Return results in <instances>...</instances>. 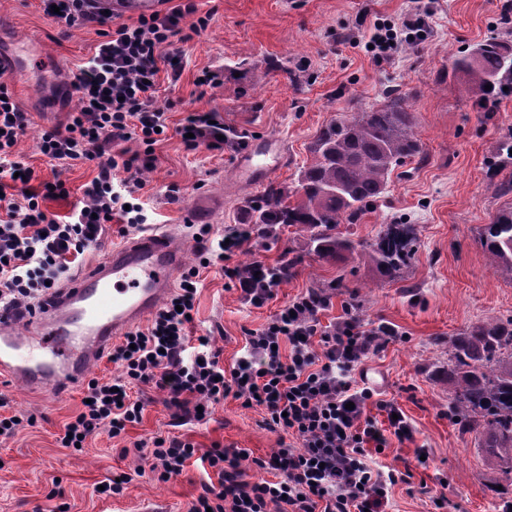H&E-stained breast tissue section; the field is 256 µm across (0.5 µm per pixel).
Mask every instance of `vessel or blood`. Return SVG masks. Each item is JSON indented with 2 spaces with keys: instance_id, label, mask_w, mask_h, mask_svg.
Instances as JSON below:
<instances>
[{
  "instance_id": "1",
  "label": "vessel or blood",
  "mask_w": 512,
  "mask_h": 512,
  "mask_svg": "<svg viewBox=\"0 0 512 512\" xmlns=\"http://www.w3.org/2000/svg\"><path fill=\"white\" fill-rule=\"evenodd\" d=\"M183 263L171 233L152 226L33 313L0 309V377L33 390L79 386L112 343L171 295Z\"/></svg>"
}]
</instances>
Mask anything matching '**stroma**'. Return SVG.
<instances>
[{"label": "stroma", "instance_id": "1", "mask_svg": "<svg viewBox=\"0 0 512 512\" xmlns=\"http://www.w3.org/2000/svg\"><path fill=\"white\" fill-rule=\"evenodd\" d=\"M207 27L178 43L182 70L176 84L161 81L157 105L169 130L155 146V167L140 192L150 221L169 225L184 245L185 264H197L192 225L208 224L214 235L236 224L254 223L248 204L275 186L295 191L309 146L332 121L383 103L399 93L414 118L422 152L390 175L386 192L354 224L341 225L357 250L336 262L309 253L307 234L278 226L276 235L246 245L232 264L253 259L273 264L282 253L296 257L293 274L262 308L242 303L219 268L202 273L192 335L211 337L220 363L231 366L242 353L246 330L263 325L281 305L309 288L331 285L338 316L342 302L367 327H394L398 337L368 359L369 381L394 399L413 428L412 440H391L382 456L413 462L428 449L427 467L415 466L411 484L393 490L390 512H435L420 484L448 481V512H496L493 490L505 473L484 465L473 434L456 421L443 368L448 339L491 318L512 317V276L490 265L480 242L483 225L512 208V194L498 191L512 178L501 155L512 139V93L476 96L467 77L454 71L455 58L491 37L512 43V8L506 0H197ZM420 13L430 31L389 59L364 49L375 23H400ZM101 37L94 27H67L44 14L38 0H0V55L12 66L0 74L32 122L14 151L40 180L64 182L68 197L45 200L50 214H69L96 174L90 161L61 163L37 148L44 130L67 124L76 105L65 88L94 52ZM217 86H198L202 72ZM216 111L245 141L277 139L284 162L260 185L239 176L234 150L188 149L176 129L187 112ZM389 224L414 225L417 249L394 278L381 276L362 258ZM81 388L34 393L0 382L10 412L34 417L11 438H0V512H50L48 495L59 491L70 512H141L155 503L167 512H188L208 476L199 464L160 482L135 476L140 459L133 446L157 436L190 440L200 450L213 445L252 449L263 455L279 447L282 432L263 424L259 409L228 399L203 422L175 425L166 393L145 386L139 423L120 437L101 430L82 450L60 447L62 425L81 407ZM132 474L122 494L96 487L107 478Z\"/></svg>", "mask_w": 512, "mask_h": 512}]
</instances>
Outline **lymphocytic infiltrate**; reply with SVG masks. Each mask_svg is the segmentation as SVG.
I'll use <instances>...</instances> for the list:
<instances>
[{"label": "lymphocytic infiltrate", "mask_w": 512, "mask_h": 512, "mask_svg": "<svg viewBox=\"0 0 512 512\" xmlns=\"http://www.w3.org/2000/svg\"><path fill=\"white\" fill-rule=\"evenodd\" d=\"M41 2L46 9L59 7L66 26L98 27L101 41L71 82L78 105L69 122L44 131L38 149L59 161L96 158L98 173L71 214H47L41 199L65 191L59 184L31 189L35 170L13 160L30 115L0 83V308L26 311L73 279L85 253L100 245L106 224L116 219L134 228L147 226L149 217L137 196L145 186L144 172L154 166L159 133L167 128L156 105L159 74L165 66L175 77L181 71L166 48L208 23L195 0H178L130 24L117 22L101 0ZM426 37L425 22L418 17L398 26L376 23L369 43L373 56L383 58ZM176 132L191 149H235L243 143L242 135L213 111L188 113ZM131 140L140 143V150L125 149ZM114 145L118 153L108 154ZM198 235L200 260L222 265L245 304L263 307L288 278L287 266L261 259L231 264L244 243L266 237L260 225L241 224L226 238L215 239L204 224ZM200 277L199 267L189 268L146 328L127 332L113 346L108 360L118 365L120 375L88 382L82 408L63 426L62 447H75L78 436L101 429L118 437L140 422L144 403L133 390L141 385L167 392L177 415L199 422L231 398L242 407L263 409L266 426L287 434L288 445L263 456L234 446L202 453L177 437L135 445L162 482L180 475L191 459L208 465L217 480L204 484L189 512H388L393 487L409 482L412 473L380 462L378 450L390 439H411L412 427L394 401L378 397L358 376L369 355L383 351L396 330L365 328L347 303L336 321L322 324L331 299L310 290L248 330L241 356L226 368L210 337L188 333ZM372 407L388 416L387 428H379L369 415ZM247 467L254 472L250 482L243 478Z\"/></svg>", "instance_id": "lymphocytic-infiltrate-1"}]
</instances>
